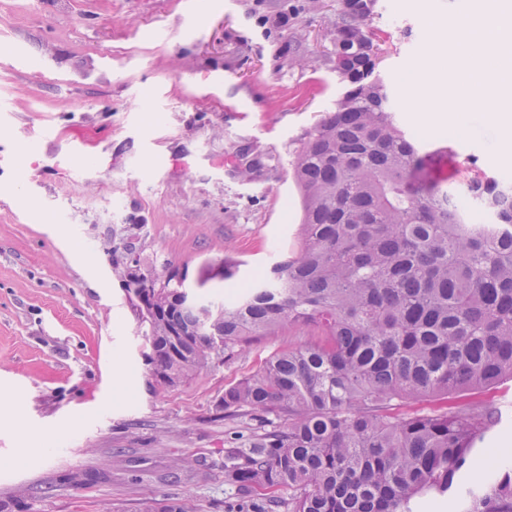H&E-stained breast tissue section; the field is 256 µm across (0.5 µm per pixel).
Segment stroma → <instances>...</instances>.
Segmentation results:
<instances>
[{
    "label": "stroma",
    "mask_w": 512,
    "mask_h": 512,
    "mask_svg": "<svg viewBox=\"0 0 512 512\" xmlns=\"http://www.w3.org/2000/svg\"><path fill=\"white\" fill-rule=\"evenodd\" d=\"M469 6L377 0L367 22L396 119L447 189L472 160L512 181L492 123L449 136L404 91L429 25ZM338 12L339 0H0V500L25 489L21 512H147L165 498L258 512L224 482V450L249 423L216 403L316 330L284 327L152 389L106 249L184 268L216 301L225 259L243 280L280 260L302 217L289 161L343 92L329 61ZM73 471L86 486L63 485Z\"/></svg>",
    "instance_id": "stroma-1"
}]
</instances>
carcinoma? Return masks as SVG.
<instances>
[{
	"mask_svg": "<svg viewBox=\"0 0 512 512\" xmlns=\"http://www.w3.org/2000/svg\"><path fill=\"white\" fill-rule=\"evenodd\" d=\"M376 0H341L331 61L345 86L291 167L296 246L203 320L180 272L148 273L141 314L152 387L184 383L288 323L318 339L267 358L217 402L254 428L224 482L261 512H512V459L477 444L502 422L481 395L512 382V184L467 167L468 196L420 182L425 155L396 120L366 27ZM122 279L128 254L107 251ZM441 403L428 411L407 402ZM153 512H195L166 498Z\"/></svg>",
	"mask_w": 512,
	"mask_h": 512,
	"instance_id": "cac0c4a2",
	"label": "carcinoma"
}]
</instances>
